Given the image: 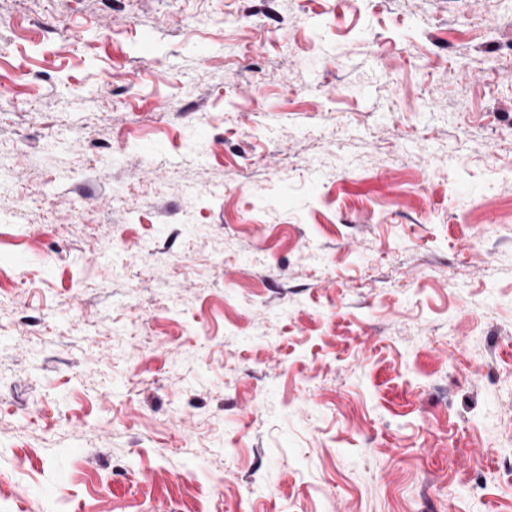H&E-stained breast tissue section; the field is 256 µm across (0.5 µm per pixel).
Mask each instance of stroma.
I'll list each match as a JSON object with an SVG mask.
<instances>
[{"instance_id": "35a3bbf8", "label": "stroma", "mask_w": 512, "mask_h": 512, "mask_svg": "<svg viewBox=\"0 0 512 512\" xmlns=\"http://www.w3.org/2000/svg\"><path fill=\"white\" fill-rule=\"evenodd\" d=\"M0 512H512V0H0Z\"/></svg>"}]
</instances>
